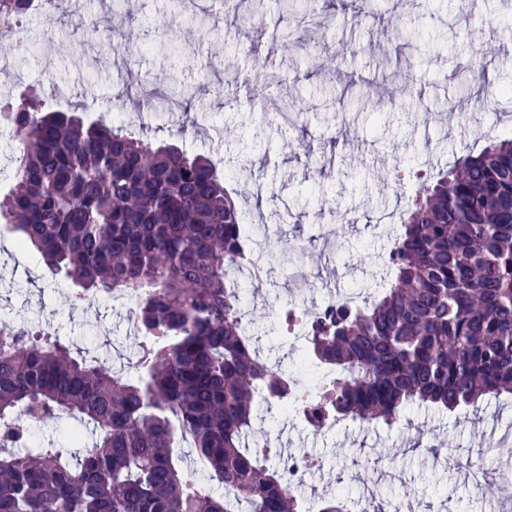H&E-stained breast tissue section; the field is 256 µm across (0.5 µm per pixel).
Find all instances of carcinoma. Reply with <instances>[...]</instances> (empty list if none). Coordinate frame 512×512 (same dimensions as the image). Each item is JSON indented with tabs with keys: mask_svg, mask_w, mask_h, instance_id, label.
I'll return each mask as SVG.
<instances>
[{
	"mask_svg": "<svg viewBox=\"0 0 512 512\" xmlns=\"http://www.w3.org/2000/svg\"><path fill=\"white\" fill-rule=\"evenodd\" d=\"M28 0H0V21ZM485 110L500 90L473 72ZM15 123L16 183L0 221L74 299L128 298L134 371L54 330H0V512H302L269 453L245 439L258 395L330 419L391 426L412 405L442 411L512 394V138L491 139L420 188L390 252L392 276L360 305L311 313L305 354L336 371L312 401L282 361L242 335L251 264L241 216L215 164L129 125L85 124L37 95L0 105ZM25 413L78 419L26 446ZM190 441L191 455L176 451ZM327 497L318 512H350Z\"/></svg>",
	"mask_w": 512,
	"mask_h": 512,
	"instance_id": "cac0c4a2",
	"label": "carcinoma"
}]
</instances>
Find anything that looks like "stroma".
I'll use <instances>...</instances> for the list:
<instances>
[{"mask_svg": "<svg viewBox=\"0 0 512 512\" xmlns=\"http://www.w3.org/2000/svg\"><path fill=\"white\" fill-rule=\"evenodd\" d=\"M238 4L248 22L228 32L220 0H57L50 12L24 19L16 46L0 59V93L34 86L51 97L60 89L89 122L113 118L120 98L126 124L166 141L181 113L125 96L127 72L194 89L184 147L210 157L239 208L260 210L271 229L262 260L274 273L247 284L246 311L262 354L280 356L289 341L273 305L289 293V272H304L298 286L310 307L326 297L327 279L371 296L389 278L393 227L415 191L395 184L394 170L434 175L488 138L512 137V5L472 0L464 12L458 0H380L332 16L318 0H304L294 17L258 13L252 0ZM176 12L180 28L158 36L157 19ZM315 41L326 52L311 55ZM274 44L278 78L264 86L256 77ZM488 45L496 52L484 71L503 93L477 112L454 72ZM363 55L379 69L362 70ZM289 99L299 110L296 126L263 124L261 113ZM287 240L303 251L289 255ZM0 265L22 288L8 298L12 321L36 318L75 349L131 357L138 339L129 306L107 296L74 300L72 283L52 277L3 223ZM486 418L511 427L512 396L447 414L414 405L390 427L341 423L313 435L277 417L264 430L274 453L302 448L321 460L307 479L308 497H357L370 488L386 504L408 500L412 512H493L512 459L484 435ZM450 455L485 458V493L447 465Z\"/></svg>", "mask_w": 512, "mask_h": 512, "instance_id": "1", "label": "stroma"}]
</instances>
